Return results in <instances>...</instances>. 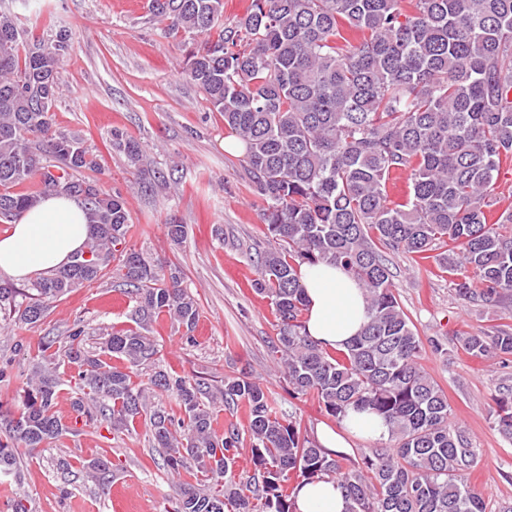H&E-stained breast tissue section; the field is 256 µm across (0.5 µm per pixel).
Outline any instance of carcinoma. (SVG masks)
I'll list each match as a JSON object with an SVG mask.
<instances>
[{"label":"carcinoma","instance_id":"cac0c4a2","mask_svg":"<svg viewBox=\"0 0 512 512\" xmlns=\"http://www.w3.org/2000/svg\"><path fill=\"white\" fill-rule=\"evenodd\" d=\"M147 8L191 40L184 76L224 115L266 203L276 246L254 290L277 318L270 352L288 395L317 397L339 422L351 409L372 410L390 443L346 466L247 374L214 391L160 365L152 324L166 317L193 329L196 300L179 267L166 272L126 246L124 197L82 176L99 168L82 139L52 131L73 30L50 22L30 34L1 10L0 216L62 194L81 203L91 233L67 265L22 288L0 283V315L34 326L50 304L106 276L130 288L135 306L134 325L102 330L96 352L84 348L80 321L58 348L43 344L18 402H0V474L14 473L17 447L71 432L56 410L67 374L84 426H143L168 470L193 479L173 512H294L295 485L324 477L340 483L347 512H486L462 480L476 451L448 422V396L420 364L423 342L384 251L433 258L463 300L493 306L512 296V208L492 220L500 170L512 163V0H251L226 26L224 0H149ZM112 146L139 164L138 141L115 129ZM400 174L410 190L395 203L388 185ZM319 262L350 273L368 300V321L342 352L304 331L297 271ZM460 342L475 356L512 355L511 331ZM219 403L244 407L247 425L217 431ZM498 424L512 435V389L500 397ZM246 438L253 469L242 476L235 463Z\"/></svg>","mask_w":512,"mask_h":512}]
</instances>
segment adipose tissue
Listing matches in <instances>:
<instances>
[{
    "label": "adipose tissue",
    "mask_w": 512,
    "mask_h": 512,
    "mask_svg": "<svg viewBox=\"0 0 512 512\" xmlns=\"http://www.w3.org/2000/svg\"><path fill=\"white\" fill-rule=\"evenodd\" d=\"M89 236L86 213L76 201L50 195L24 212L0 236V278L24 281L48 274L83 249ZM306 298L305 331L320 346L345 350L367 321L363 289L344 269L328 263L299 269ZM384 420L370 412L349 411L340 430L318 431L319 445L335 453L347 452L354 437L383 439ZM295 512H345L346 499L332 477L301 483L295 491Z\"/></svg>",
    "instance_id": "1"
}]
</instances>
